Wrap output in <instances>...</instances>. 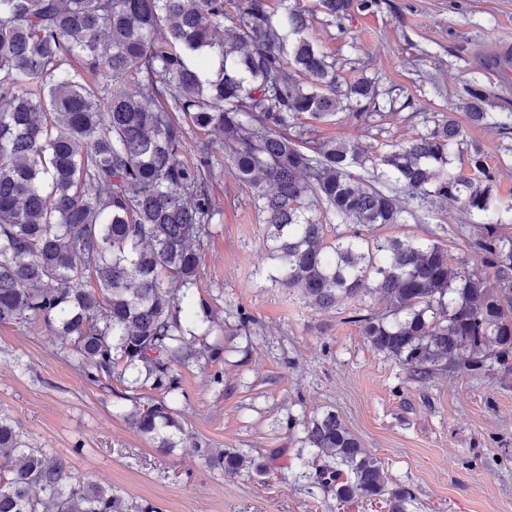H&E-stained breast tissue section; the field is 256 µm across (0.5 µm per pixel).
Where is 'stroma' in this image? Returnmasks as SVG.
Segmentation results:
<instances>
[{
  "instance_id": "obj_1",
  "label": "stroma",
  "mask_w": 512,
  "mask_h": 512,
  "mask_svg": "<svg viewBox=\"0 0 512 512\" xmlns=\"http://www.w3.org/2000/svg\"><path fill=\"white\" fill-rule=\"evenodd\" d=\"M300 6L310 12L309 36L343 78L365 72L415 108L467 125L452 167L467 168L474 151H483L505 206L503 231L512 235V136L471 124L466 113L475 79L487 111L512 113V79L483 66L488 56L512 52V0H379L351 9L339 25L327 22L315 0ZM310 129L316 138L385 151L427 127L403 112L370 126L343 110ZM214 191L224 213L202 247L199 293L224 329V357L184 370L178 408L187 431L212 447L248 452L273 478L253 470L226 477L190 448L161 454L126 419L128 382H87L48 330L0 323V415L18 424L27 446L50 450L85 480L153 501L162 512H390L395 490L408 493L404 512H512V373L494 367L410 379L349 321L347 305L319 310L274 281L249 186L225 179ZM474 232L462 204L451 202L420 208L416 221L373 235L438 241L453 264ZM240 309L254 317L255 335H236ZM327 410L381 461L387 495L340 502L312 493L301 476L312 460L301 424Z\"/></svg>"
}]
</instances>
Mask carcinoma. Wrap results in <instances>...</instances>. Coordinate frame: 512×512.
<instances>
[{
    "mask_svg": "<svg viewBox=\"0 0 512 512\" xmlns=\"http://www.w3.org/2000/svg\"><path fill=\"white\" fill-rule=\"evenodd\" d=\"M280 2L275 13L269 0H0V323L44 326L90 382L132 374L158 393L134 401L136 431L165 453L189 442L228 476L254 460L189 435L177 408L182 370L224 354L194 290L196 245L223 214L212 184L226 176L253 188L275 280L318 309L354 302L367 341L414 379L481 372L489 360L512 372V236L483 154L467 174L448 171L467 130L443 113L383 153L307 136L303 120L325 122L343 103L372 119L380 91L366 77L341 80L308 38L299 0ZM318 6L340 21L352 0ZM469 96L472 122L495 119L478 82ZM197 129L221 142L199 141L186 161ZM414 201L461 203L479 218L469 244L478 263L454 269L438 242L367 236L417 219ZM333 219L358 230L330 239ZM370 292L383 309H365ZM303 433L318 461L311 487L341 501L386 494L381 462L336 412ZM48 502L160 512L80 480L0 418V512Z\"/></svg>",
    "mask_w": 512,
    "mask_h": 512,
    "instance_id": "carcinoma-1",
    "label": "carcinoma"
}]
</instances>
